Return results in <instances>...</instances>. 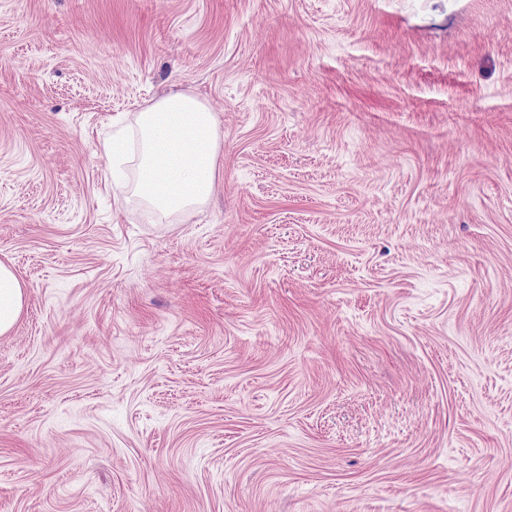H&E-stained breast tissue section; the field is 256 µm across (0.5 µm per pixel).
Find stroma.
<instances>
[{"label": "stroma", "mask_w": 512, "mask_h": 512, "mask_svg": "<svg viewBox=\"0 0 512 512\" xmlns=\"http://www.w3.org/2000/svg\"><path fill=\"white\" fill-rule=\"evenodd\" d=\"M0 261V512H512V0H0ZM27 291L15 270L0 262V335L9 333L18 321Z\"/></svg>", "instance_id": "1"}]
</instances>
